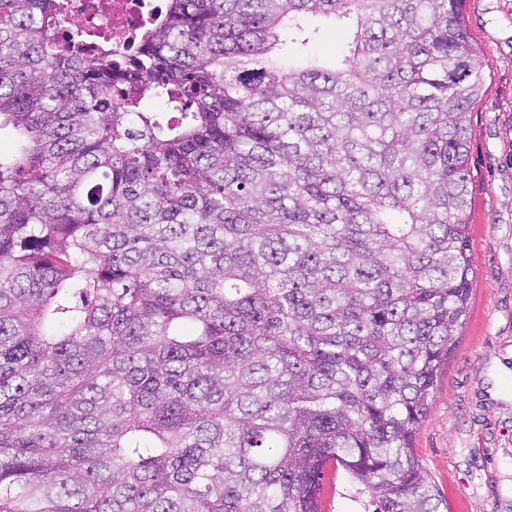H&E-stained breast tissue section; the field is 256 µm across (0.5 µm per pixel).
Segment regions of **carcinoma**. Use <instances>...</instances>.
Listing matches in <instances>:
<instances>
[{
	"label": "carcinoma",
	"mask_w": 512,
	"mask_h": 512,
	"mask_svg": "<svg viewBox=\"0 0 512 512\" xmlns=\"http://www.w3.org/2000/svg\"><path fill=\"white\" fill-rule=\"evenodd\" d=\"M0 0V512H440L467 316L464 0H166L117 54ZM323 22L347 31L332 58ZM322 512H365L368 497L357 494L356 487L341 466L329 467L323 480L321 491Z\"/></svg>",
	"instance_id": "1"
}]
</instances>
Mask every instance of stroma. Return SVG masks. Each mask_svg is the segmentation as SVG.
Segmentation results:
<instances>
[{"label":"stroma","instance_id":"1","mask_svg":"<svg viewBox=\"0 0 512 512\" xmlns=\"http://www.w3.org/2000/svg\"><path fill=\"white\" fill-rule=\"evenodd\" d=\"M464 10L486 63L470 115L472 299L414 452L446 512H512V0ZM321 508L366 512L368 498L331 467Z\"/></svg>","mask_w":512,"mask_h":512}]
</instances>
